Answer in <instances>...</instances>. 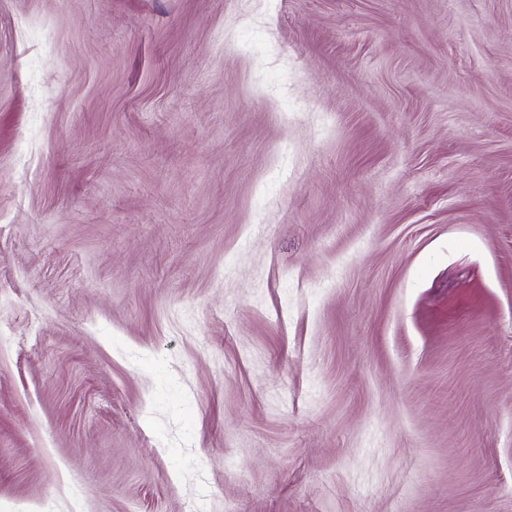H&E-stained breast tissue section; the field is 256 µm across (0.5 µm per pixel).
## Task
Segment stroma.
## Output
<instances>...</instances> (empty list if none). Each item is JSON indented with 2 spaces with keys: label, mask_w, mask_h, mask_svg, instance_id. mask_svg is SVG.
<instances>
[{
  "label": "stroma",
  "mask_w": 512,
  "mask_h": 512,
  "mask_svg": "<svg viewBox=\"0 0 512 512\" xmlns=\"http://www.w3.org/2000/svg\"><path fill=\"white\" fill-rule=\"evenodd\" d=\"M0 512H512V0H0Z\"/></svg>",
  "instance_id": "35a3bbf8"
}]
</instances>
